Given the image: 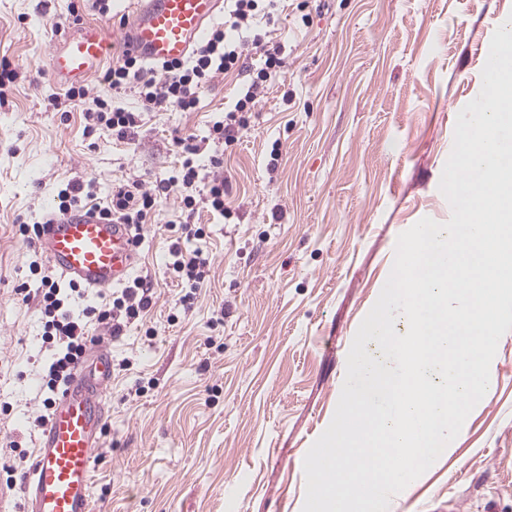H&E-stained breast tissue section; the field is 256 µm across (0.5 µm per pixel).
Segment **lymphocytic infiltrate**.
Returning <instances> with one entry per match:
<instances>
[{
    "instance_id": "lymphocytic-infiltrate-1",
    "label": "lymphocytic infiltrate",
    "mask_w": 512,
    "mask_h": 512,
    "mask_svg": "<svg viewBox=\"0 0 512 512\" xmlns=\"http://www.w3.org/2000/svg\"><path fill=\"white\" fill-rule=\"evenodd\" d=\"M279 0H224V25L213 29L209 37L195 45L182 60L148 64L142 58L124 53L117 64L101 75L103 83L119 88L129 80H136L142 105L147 109L174 108L182 112L195 111L200 92L208 86L215 74L243 71L242 47L252 41L260 51V63L253 69L238 99L228 107L221 121L215 122L209 133L214 144L232 145L239 141L250 126L249 114L266 89L281 74L283 60L277 48L266 47L261 23H273L278 16ZM81 102L85 105L88 128L103 126L117 140L134 135L139 123L138 113L110 105L101 97H88L82 86L68 88L63 97L52 98V107L63 103ZM185 157L176 174L162 180L156 190L144 189L140 180L119 178L112 185L107 206L99 208L101 218L115 224L131 225L141 231L148 215L155 211L161 194L175 191L185 211L199 209L224 213V179L214 176L204 183L202 193H194L203 166L221 168V153L206 154L204 145L185 139L181 142ZM207 155V164H200V155ZM168 268L186 292L180 298L183 307H190L194 292L204 284L210 261L201 250L187 252L180 245H172ZM67 296L58 281L51 276L41 278L40 308L46 318L44 339L53 342L56 352L44 367L42 385L57 390L59 383L67 381L72 371L86 354L92 324L109 325L113 335L119 336L130 327L143 325L144 316L152 305L151 284L139 276L126 285L110 306H89L81 314L66 309Z\"/></svg>"
}]
</instances>
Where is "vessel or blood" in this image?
<instances>
[{"label":"vessel or blood","mask_w":512,"mask_h":512,"mask_svg":"<svg viewBox=\"0 0 512 512\" xmlns=\"http://www.w3.org/2000/svg\"><path fill=\"white\" fill-rule=\"evenodd\" d=\"M221 0H131L133 30L126 50L149 61L184 58L218 13ZM115 45L98 23L75 26L55 45L47 67L59 88L86 80ZM42 246L63 278L104 290L130 277L137 260L127 225L79 209L42 228ZM112 380L109 344L94 341L86 361L51 401L36 456L23 480L25 512H94V459L106 424L103 396Z\"/></svg>","instance_id":"vessel-or-blood-1"}]
</instances>
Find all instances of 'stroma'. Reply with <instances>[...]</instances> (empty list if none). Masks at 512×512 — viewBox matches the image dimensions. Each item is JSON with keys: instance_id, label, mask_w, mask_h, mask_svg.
Instances as JSON below:
<instances>
[{"instance_id": "1", "label": "stroma", "mask_w": 512, "mask_h": 512, "mask_svg": "<svg viewBox=\"0 0 512 512\" xmlns=\"http://www.w3.org/2000/svg\"><path fill=\"white\" fill-rule=\"evenodd\" d=\"M71 0H0V60L21 69L0 98V498L22 512L21 479L47 409L52 350L31 263L15 233L56 211L67 183L106 205L113 180L172 176L177 138L200 141L245 76L216 75L195 111H141L133 138L84 135L62 112L45 63ZM512 0H285L267 28L283 78L224 150L227 216H187L177 192L143 226L134 275L150 276L144 328L112 337L95 512H302L304 457L334 416L355 333L377 301L397 237L447 222L439 190L459 112L480 93L495 29ZM204 225L209 275L190 309L167 270L170 225ZM494 382L442 453L388 512H512V331Z\"/></svg>"}]
</instances>
